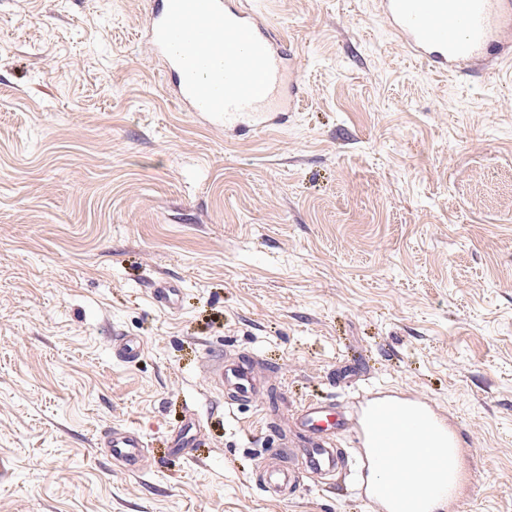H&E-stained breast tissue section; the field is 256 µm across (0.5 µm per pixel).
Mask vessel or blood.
<instances>
[{"instance_id": "1", "label": "vessel or blood", "mask_w": 512, "mask_h": 512, "mask_svg": "<svg viewBox=\"0 0 512 512\" xmlns=\"http://www.w3.org/2000/svg\"><path fill=\"white\" fill-rule=\"evenodd\" d=\"M388 33L430 73L451 77L486 70L512 54V0H376ZM169 78L170 96L201 123L228 134L282 129L299 107L304 89L298 57L284 36L247 0H152L141 35ZM154 302L174 309L178 286L154 283ZM115 356L132 362L142 342L114 335ZM207 379L231 401L254 402L257 387L248 360L209 355ZM294 438L274 432L263 451L259 485L282 494L295 491L298 474L285 459L296 452L307 470L325 475L342 470L336 439L358 448L356 492L372 512H435L446 500L448 460L444 452L409 457L410 437L461 441L462 432L421 400L376 391L359 394L346 412L309 402L292 414ZM106 456L125 470L140 467L146 450L135 429H113L100 442Z\"/></svg>"}]
</instances>
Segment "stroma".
<instances>
[{
  "instance_id": "1",
  "label": "stroma",
  "mask_w": 512,
  "mask_h": 512,
  "mask_svg": "<svg viewBox=\"0 0 512 512\" xmlns=\"http://www.w3.org/2000/svg\"><path fill=\"white\" fill-rule=\"evenodd\" d=\"M249 2L306 97L232 138L174 107L148 0H0V512H369L340 475L255 486L267 422L351 404L344 360L460 424L462 512H512V64L430 74L376 0ZM214 347L252 358L262 399L225 404ZM119 426L139 472L100 452ZM179 287L168 280H159L152 286L151 296L154 302L164 310L176 307L179 297ZM111 349L115 356L126 362H134L143 351L142 342L131 336L115 334L112 337ZM198 424L194 418H189L184 428L173 439V451L177 454H186L196 446V433Z\"/></svg>"
}]
</instances>
